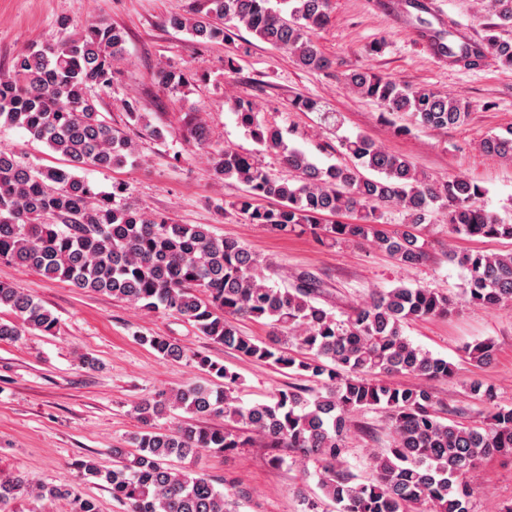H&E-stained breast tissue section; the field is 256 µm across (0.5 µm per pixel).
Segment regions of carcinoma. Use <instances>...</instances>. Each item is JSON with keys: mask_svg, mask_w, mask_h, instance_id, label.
I'll use <instances>...</instances> for the list:
<instances>
[{"mask_svg": "<svg viewBox=\"0 0 512 512\" xmlns=\"http://www.w3.org/2000/svg\"><path fill=\"white\" fill-rule=\"evenodd\" d=\"M488 8L493 21L487 23L484 45L512 69V41L499 35L512 27V0H489ZM329 18L330 0H189L185 12L171 13L163 23L201 44L222 42L228 27L242 25L287 51L297 65L326 70L332 61L314 35ZM58 27L59 41L17 55L11 70L0 74V125L24 129L68 160L66 167L34 168L0 150V260L86 292L178 315L226 349L319 385L317 390L290 386L269 402L245 406L237 396L238 375L197 356L199 370L213 383L163 389L141 400L134 412L142 431L130 438V447L112 449L110 468L78 462L80 473L106 484L126 512H238L239 503L218 489L217 481L173 460L242 447L240 424L270 447L320 464L316 475L323 497L305 500V512H320L328 502L335 512H414L424 503L428 512H469L475 493L471 474L488 457L512 456V408L497 409L480 425L448 422L428 387L380 381L393 374L424 381L455 378V365L404 335L410 321L448 316L453 301L437 290L402 283L376 292L339 318L319 304L315 277L303 274L296 285L282 288L266 275L272 262L240 241L217 237L206 224H176L131 207L125 182L114 181L111 190L101 191L77 175L123 166L135 154L126 132L99 110L100 93L112 88L123 59L126 33L101 19L75 35L68 34L65 19ZM431 37L452 63L480 54L451 30L433 31ZM156 77L172 89L202 80L187 69L165 67ZM344 83L388 113L411 114L423 127H458L469 117L460 98L374 73L352 71ZM233 110L237 123L263 150L277 153L294 177L281 178L229 145L211 148L212 179L244 185L243 195L227 208L217 206L220 211L229 208L276 234L308 231L326 246L370 244L404 269L423 261L420 226L433 211H445L450 234L512 239V220L486 211L480 205L485 189L467 178L434 180L364 134L341 141L349 162L320 167L304 152L287 148L280 129L260 119L252 104L238 102ZM125 114L127 125L161 136L135 103H126ZM186 125L193 145L210 148L199 113L188 114ZM481 147L512 161V128L487 136ZM382 208L400 211L404 223L395 229L379 223ZM343 212L357 215V221L322 223L323 216ZM451 260L468 271L466 302L488 309L512 304V252L453 254ZM2 307L14 318L0 319V342L26 331L58 332V317L49 309L0 282ZM239 319L265 321L268 338L242 335L235 325ZM137 340L164 359L184 356L168 337L139 334ZM465 354L472 364L488 366L495 343L477 342ZM468 393L489 405L497 398L495 388L480 380L469 382ZM365 409L385 414L391 447L368 457L370 475L360 479L345 467L343 454L352 416ZM177 411L185 417L173 427L154 426ZM202 416L225 424L200 425ZM22 498L66 501L69 512H100L95 499L69 486L0 475V512H9Z\"/></svg>", "mask_w": 512, "mask_h": 512, "instance_id": "obj_1", "label": "carcinoma"}]
</instances>
